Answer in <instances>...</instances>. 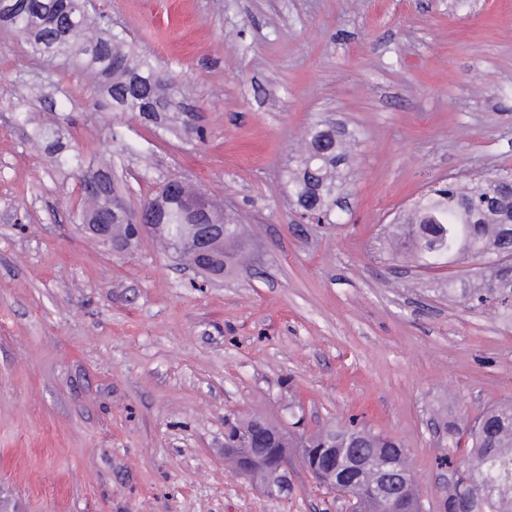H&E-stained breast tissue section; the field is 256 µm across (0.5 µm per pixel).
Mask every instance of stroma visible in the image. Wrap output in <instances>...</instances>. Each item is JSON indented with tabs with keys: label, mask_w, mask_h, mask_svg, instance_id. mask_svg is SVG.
Returning <instances> with one entry per match:
<instances>
[{
	"label": "stroma",
	"mask_w": 512,
	"mask_h": 512,
	"mask_svg": "<svg viewBox=\"0 0 512 512\" xmlns=\"http://www.w3.org/2000/svg\"><path fill=\"white\" fill-rule=\"evenodd\" d=\"M171 70L198 139L98 108L83 70L0 28V512H342L292 456L267 497L227 421H350L402 440L439 512L459 422L512 397V322L393 277L374 237L434 181L512 166V0H98ZM59 112L138 206L177 175L240 214L251 265L202 281L151 234L81 224L77 172L30 146ZM334 118L358 149L340 223L295 231L281 173Z\"/></svg>",
	"instance_id": "1"
}]
</instances>
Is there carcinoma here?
I'll return each mask as SVG.
<instances>
[{"label":"carcinoma","instance_id":"obj_1","mask_svg":"<svg viewBox=\"0 0 512 512\" xmlns=\"http://www.w3.org/2000/svg\"><path fill=\"white\" fill-rule=\"evenodd\" d=\"M65 0H13L11 22L7 28L19 34L29 52L37 57H63L83 62L103 87L117 112H136L162 131L172 130L171 121L183 115L184 128L202 136L191 124L188 109L181 101L175 76L162 70L146 57L126 52L124 36L98 26L96 11L87 0H70L71 10L63 9ZM58 165L83 169L82 153L68 148L57 123L37 126L34 134ZM351 156L350 140L336 137L321 121L304 132V147L285 171L288 193L294 204L323 212L331 218L336 209V192L345 186V169ZM104 178L103 191H83L81 221L95 217L112 220V243H127L138 237L135 224L151 219L154 198L167 208L169 224L157 234L165 249L193 266L195 255L177 250L182 234L179 213L186 208L197 211L201 220L224 225V240L215 243L214 265L210 271L227 273L232 259L242 254L240 219L232 211L219 207L207 194L196 190L181 178L169 180L156 197L144 199L139 209L124 207L114 215L106 211V197L122 201L112 180V166L81 174L82 184ZM377 249L395 261H411L422 268L465 263L512 251V169L499 168L476 175L465 182L434 185L400 214L394 224L376 236ZM448 295H457L467 305L492 303L512 317V283L504 280L499 264L488 262L470 276L448 282ZM261 425L273 436L281 431L260 416L227 426L224 439L239 456L259 457L261 443L248 435ZM448 441L465 451L456 461L455 478L448 482L444 502L447 512H512V402L504 401L484 409L473 424L442 425ZM336 444V474L322 465L319 451ZM303 462L327 491L336 489V498L344 497L348 481H353L350 512H422L418 490L412 475L402 476L394 500L381 496L378 480L382 473L409 465L402 443L394 438L365 429L346 426L328 428L299 439Z\"/></svg>","mask_w":512,"mask_h":512}]
</instances>
